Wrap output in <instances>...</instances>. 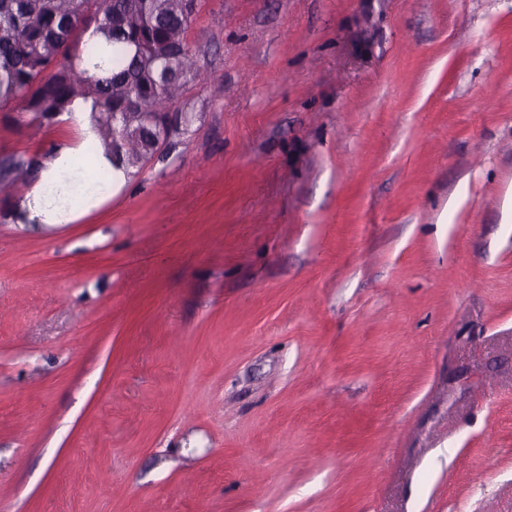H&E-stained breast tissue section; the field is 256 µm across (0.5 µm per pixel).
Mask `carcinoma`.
<instances>
[{
	"instance_id": "cac0c4a2",
	"label": "carcinoma",
	"mask_w": 512,
	"mask_h": 512,
	"mask_svg": "<svg viewBox=\"0 0 512 512\" xmlns=\"http://www.w3.org/2000/svg\"><path fill=\"white\" fill-rule=\"evenodd\" d=\"M196 0H0V104L20 103L45 119L92 98L99 117L87 156L112 155L115 169L143 166L153 144L142 134L112 150V113L179 111L199 75L188 44ZM96 54L105 74L80 67ZM31 161L0 159V180Z\"/></svg>"
}]
</instances>
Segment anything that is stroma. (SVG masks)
<instances>
[{
	"label": "stroma",
	"mask_w": 512,
	"mask_h": 512,
	"mask_svg": "<svg viewBox=\"0 0 512 512\" xmlns=\"http://www.w3.org/2000/svg\"><path fill=\"white\" fill-rule=\"evenodd\" d=\"M188 42L107 205L0 184V512H512V0H197ZM69 133L0 105V158Z\"/></svg>",
	"instance_id": "35a3bbf8"
}]
</instances>
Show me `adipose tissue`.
<instances>
[{"label":"adipose tissue","instance_id":"ef3b65f1","mask_svg":"<svg viewBox=\"0 0 512 512\" xmlns=\"http://www.w3.org/2000/svg\"><path fill=\"white\" fill-rule=\"evenodd\" d=\"M91 101L78 98L62 118L71 123L75 136L54 144L46 160L33 164L35 183L14 205L20 224H72L98 209L127 185L129 177L111 171L105 186L95 185L79 159L90 137Z\"/></svg>","mask_w":512,"mask_h":512}]
</instances>
